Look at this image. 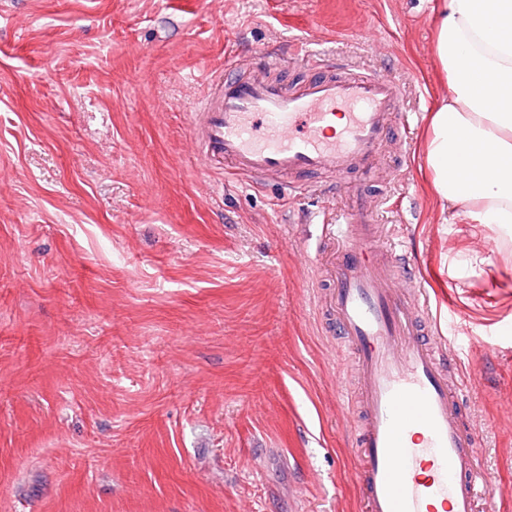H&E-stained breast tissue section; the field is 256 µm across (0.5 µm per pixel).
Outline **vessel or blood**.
<instances>
[{"instance_id": "obj_1", "label": "vessel or blood", "mask_w": 512, "mask_h": 512, "mask_svg": "<svg viewBox=\"0 0 512 512\" xmlns=\"http://www.w3.org/2000/svg\"><path fill=\"white\" fill-rule=\"evenodd\" d=\"M300 59L312 74L293 85L278 79L285 61L273 52L254 62L226 54L223 71L206 75L210 94L192 114L193 141L225 179L255 189L276 180L302 192L326 170L372 169L404 107L403 87L313 50ZM377 215L360 198L322 224L324 240L342 244L329 306L358 370L350 457L364 510L479 512L496 478L460 407L466 381L449 382L457 364L434 339L430 293Z\"/></svg>"}]
</instances>
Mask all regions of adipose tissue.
Here are the masks:
<instances>
[{"label": "adipose tissue", "instance_id": "adipose-tissue-1", "mask_svg": "<svg viewBox=\"0 0 512 512\" xmlns=\"http://www.w3.org/2000/svg\"><path fill=\"white\" fill-rule=\"evenodd\" d=\"M434 55L447 87L426 162L445 207L512 236V0H440Z\"/></svg>", "mask_w": 512, "mask_h": 512}]
</instances>
